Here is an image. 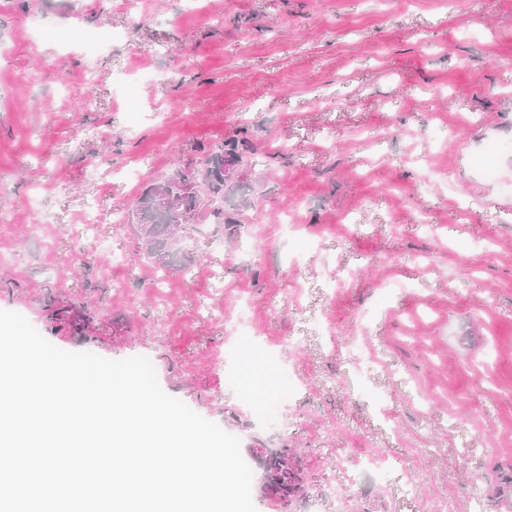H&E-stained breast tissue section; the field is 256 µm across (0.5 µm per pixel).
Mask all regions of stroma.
I'll list each match as a JSON object with an SVG mask.
<instances>
[{
  "label": "stroma",
  "instance_id": "stroma-1",
  "mask_svg": "<svg viewBox=\"0 0 512 512\" xmlns=\"http://www.w3.org/2000/svg\"><path fill=\"white\" fill-rule=\"evenodd\" d=\"M242 137L237 230L145 259L138 190ZM0 310L293 449L257 512H504L512 0H0ZM286 470L291 473L288 481L282 479ZM300 471L299 460L292 449H269L260 488L264 494L286 508L302 492Z\"/></svg>",
  "mask_w": 512,
  "mask_h": 512
}]
</instances>
